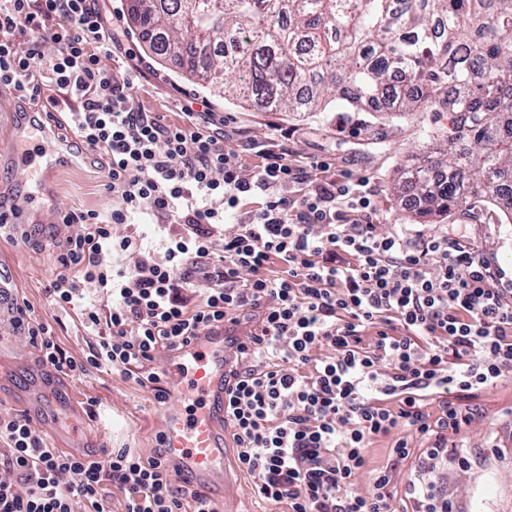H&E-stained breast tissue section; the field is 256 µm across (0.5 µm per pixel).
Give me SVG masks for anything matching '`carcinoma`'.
Here are the masks:
<instances>
[{"label":"carcinoma","mask_w":512,"mask_h":512,"mask_svg":"<svg viewBox=\"0 0 512 512\" xmlns=\"http://www.w3.org/2000/svg\"><path fill=\"white\" fill-rule=\"evenodd\" d=\"M149 50L266 111L375 104L438 119L443 158L403 169L417 215L494 206L512 223V0H127ZM351 85V96L344 88Z\"/></svg>","instance_id":"cac0c4a2"}]
</instances>
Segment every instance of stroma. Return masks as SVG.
I'll return each instance as SVG.
<instances>
[{"label":"stroma","mask_w":512,"mask_h":512,"mask_svg":"<svg viewBox=\"0 0 512 512\" xmlns=\"http://www.w3.org/2000/svg\"><path fill=\"white\" fill-rule=\"evenodd\" d=\"M108 27L120 29L111 68L136 64L141 71L138 88L129 101L132 109L153 112L165 122L179 120L180 93L204 98L209 109L226 121L224 148L234 154L243 176L261 165L265 150H288L312 159H333L337 170L366 176L376 191L379 234L404 224L424 235L450 228L466 231L472 246L487 256L498 273L497 287L512 289V223L483 224L459 211L420 224L406 203L397 182L398 169L417 158L433 155L424 136L431 117H400L388 112H279L262 111L224 100L197 80L177 75L153 57L139 42L127 20L126 0H93ZM0 116L11 125L0 133V206L15 209L20 224H54L70 210L109 213L113 195L91 159L77 160L75 134L56 141L52 173L45 183L36 177L43 163L38 150L46 139L35 130L37 108L0 90ZM54 269L49 251L0 238V274L11 285L17 302L26 303L33 316L53 321L61 347L83 360L92 340L75 314L50 308L44 286ZM66 394L86 404L95 401L102 428L97 434L103 448H127L144 455L157 446L166 411L134 381L97 370L66 379ZM482 415L461 434L449 435V444L464 442L475 457L472 469L449 468L444 489L457 512H507L511 504L496 489L512 484V371L497 385L481 391L477 400Z\"/></svg>","instance_id":"obj_1"}]
</instances>
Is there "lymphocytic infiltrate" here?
Masks as SVG:
<instances>
[{
    "instance_id": "lymphocytic-infiltrate-1",
    "label": "lymphocytic infiltrate",
    "mask_w": 512,
    "mask_h": 512,
    "mask_svg": "<svg viewBox=\"0 0 512 512\" xmlns=\"http://www.w3.org/2000/svg\"><path fill=\"white\" fill-rule=\"evenodd\" d=\"M24 32L21 53L14 38ZM108 38L91 0H0V85L69 106L70 128L116 197L105 215L66 212L41 241L0 211L14 240L52 253L50 306L75 309L93 335L75 362L51 324L17 306L16 326L40 360L65 375L117 374L163 406L158 354L223 330L225 420L260 499L286 512H397L395 466L414 455L411 512H454L440 466L472 467L448 436L475 411L446 396L490 388L512 369V294L496 288L488 259L462 236L376 234L369 178L330 177L327 161L267 151L242 177L197 97H184L176 124L129 108L138 69L110 70ZM247 198L261 207L242 210ZM228 216L232 235L222 232ZM125 255L133 267L120 266ZM90 286L106 296L108 317L87 299ZM380 434L394 438L392 463L373 469L367 449ZM417 437L428 442L418 453ZM176 469L163 445L147 457L103 448L77 459L30 417L0 415V512H112L109 487L122 512H218L174 481Z\"/></svg>"
}]
</instances>
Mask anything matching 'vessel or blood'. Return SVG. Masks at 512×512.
Returning <instances> with one entry per match:
<instances>
[{"mask_svg":"<svg viewBox=\"0 0 512 512\" xmlns=\"http://www.w3.org/2000/svg\"><path fill=\"white\" fill-rule=\"evenodd\" d=\"M167 388L179 400L194 399L193 412L178 410L165 425L166 446L180 461L190 486L229 493L224 441V333L215 331L166 360ZM13 396L36 407L55 445L83 458L95 446L96 428L87 424L77 402L58 398L46 384L32 381Z\"/></svg>","mask_w":512,"mask_h":512,"instance_id":"vessel-or-blood-1","label":"vessel or blood"}]
</instances>
